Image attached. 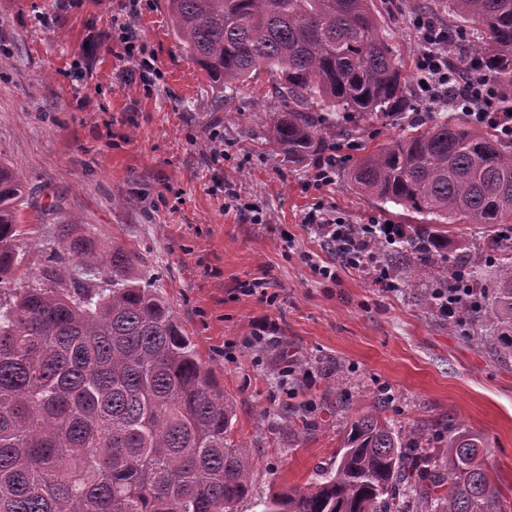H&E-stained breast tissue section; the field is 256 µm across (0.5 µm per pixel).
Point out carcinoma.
I'll return each mask as SVG.
<instances>
[{
    "instance_id": "1",
    "label": "carcinoma",
    "mask_w": 512,
    "mask_h": 512,
    "mask_svg": "<svg viewBox=\"0 0 512 512\" xmlns=\"http://www.w3.org/2000/svg\"><path fill=\"white\" fill-rule=\"evenodd\" d=\"M372 0H166L178 41L230 90L265 70L288 103L264 139L290 162L322 149L309 107L363 119L410 107L408 79ZM466 23L451 39L512 111V0H446ZM354 185L432 217L391 260L420 261L418 279L476 286L490 260L483 314L489 340L512 356V140L443 114L365 155ZM23 177L0 162V512H235L252 460L232 440L235 408L134 252L103 246L85 225L60 224L41 243L37 273L16 278ZM496 226L486 252H467L443 224ZM460 252L459 270L439 264ZM107 283L108 287L100 286ZM350 423L336 469L273 496L263 512H509L478 457L482 440L448 425V464L426 433L378 418Z\"/></svg>"
}]
</instances>
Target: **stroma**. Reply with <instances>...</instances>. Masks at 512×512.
Masks as SVG:
<instances>
[{"instance_id":"stroma-1","label":"stroma","mask_w":512,"mask_h":512,"mask_svg":"<svg viewBox=\"0 0 512 512\" xmlns=\"http://www.w3.org/2000/svg\"><path fill=\"white\" fill-rule=\"evenodd\" d=\"M428 2L373 4L410 78L409 110L363 122L318 111L329 129L319 158L286 163L262 136L267 112L284 107L269 75L238 84L230 108L214 111L217 88L176 39L165 0H0V161L29 194L25 263L35 269L39 243L74 221L135 253L234 401L232 438L254 462L236 512H262L275 493L333 470L350 421L379 398L386 417L427 433L436 457L449 424L482 437V460L512 503V358L483 342L486 328L449 329L424 286L385 258L347 266L307 221L425 223L359 192L350 173L435 116L418 93L411 23ZM116 15L154 53L151 87L111 39ZM328 157L332 180L315 183ZM263 318L273 339L249 344Z\"/></svg>"}]
</instances>
